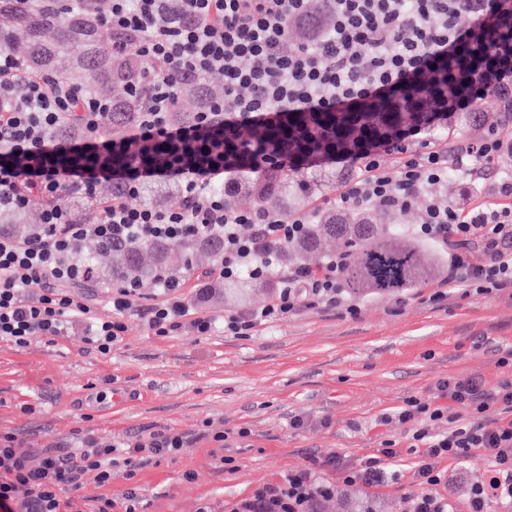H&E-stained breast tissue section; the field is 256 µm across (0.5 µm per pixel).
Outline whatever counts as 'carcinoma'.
I'll use <instances>...</instances> for the list:
<instances>
[{"instance_id":"carcinoma-1","label":"carcinoma","mask_w":512,"mask_h":512,"mask_svg":"<svg viewBox=\"0 0 512 512\" xmlns=\"http://www.w3.org/2000/svg\"><path fill=\"white\" fill-rule=\"evenodd\" d=\"M0 14L8 17L0 27V49L21 48L23 60L33 75L44 71L65 77L72 69L88 75L82 89L89 97H103L116 79L129 71L154 69L144 60L121 63L112 60L111 49L103 45L99 34L98 4L88 0L75 11L61 0H0ZM181 93L199 99L210 96L201 79L180 78ZM137 105L127 100L114 101V109L105 126L109 135L122 133L135 118ZM256 186L230 194V204L238 207L268 209L280 214L303 208L310 196L330 184L331 176L322 175L313 184L297 182L286 172L262 173L255 177ZM0 224L23 230L26 238L42 232V225L26 223L25 213H0ZM328 242L342 245L347 261L341 279L345 292L356 297H390L402 295L433 279L441 269L436 256L418 241L399 237L395 225L381 223V213L327 212L309 225L305 237L282 251L285 264L303 261L320 252ZM179 248L190 252L207 249L218 255L223 243L210 242L126 243L96 246V253L79 243L77 252L97 277L96 255L107 258L106 270L117 282H141L183 278L184 272L170 266L167 256Z\"/></svg>"}]
</instances>
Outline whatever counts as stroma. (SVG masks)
<instances>
[{"instance_id": "obj_1", "label": "stroma", "mask_w": 512, "mask_h": 512, "mask_svg": "<svg viewBox=\"0 0 512 512\" xmlns=\"http://www.w3.org/2000/svg\"><path fill=\"white\" fill-rule=\"evenodd\" d=\"M428 283L395 297L358 299V316L307 310L240 339L215 329L204 337L154 336L140 311L111 354L97 353L84 327L23 348L0 341V434L20 451L63 448L91 435L124 442L141 432L188 433L192 447L156 458L109 485L85 478L72 496L79 512L135 492L141 512H229L232 503L311 459L354 466L386 439L410 443V426L379 424L381 413L428 396L452 377L488 384L511 377L500 359L512 348V291L453 296L436 303ZM272 289L242 296L213 289L204 311L222 318L268 302ZM307 418L301 429L294 417ZM224 430L216 442L206 427ZM247 438H236L239 428Z\"/></svg>"}]
</instances>
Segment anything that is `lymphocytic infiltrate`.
Returning a JSON list of instances; mask_svg holds the SVG:
<instances>
[{
	"instance_id": "1",
	"label": "lymphocytic infiltrate",
	"mask_w": 512,
	"mask_h": 512,
	"mask_svg": "<svg viewBox=\"0 0 512 512\" xmlns=\"http://www.w3.org/2000/svg\"><path fill=\"white\" fill-rule=\"evenodd\" d=\"M100 23L112 32L116 58H147L155 72L126 77L130 98L144 100L129 128L107 135L108 103L78 94L65 80L29 75L0 50V212L44 202L45 234L21 240L0 233V339L17 347L32 337L54 338L67 325L87 329V340L110 354L126 330L124 318L140 295L116 287L112 316L97 317L78 294L90 269L75 250L92 238L105 245L156 239L223 241L218 262L198 274L194 297L178 279L162 281L145 309L159 337L210 335L216 324L237 338L302 310L323 307L355 316L359 307L340 285L344 255L312 268L282 266L284 247L299 241L311 217L232 206L224 189L239 176L332 166L346 172L336 197L346 210L406 212L424 201L415 232L448 256L434 300L449 294H490L512 288V174L485 182L488 164L503 154L496 128L477 143L449 149L423 141L430 125L474 111L495 94L512 109V0H328L323 31L283 51L291 24L310 0H109ZM224 75L223 98L204 103L187 121L175 119L178 75ZM77 113L80 133L58 138ZM392 156L384 166L383 156ZM456 171L476 188L473 200L441 201L433 190ZM157 182L177 183L175 209L128 205ZM102 185L117 196L98 219L77 223L67 193L93 195ZM276 275L266 305L223 320L197 305L213 282ZM447 421L441 432L432 423ZM381 423L411 424L409 452L419 487L404 512H456L440 493L452 465L480 452L483 481L471 484L466 512L512 503V379L486 385L478 377L438 382L433 396L407 400ZM13 435H0V512H74L70 490L84 476L111 484L112 472L189 446L186 433L156 431L127 443L80 438L74 447L39 449L30 465ZM400 449L382 442L359 468L328 457L264 484L232 512H315L337 486L380 487L402 476ZM337 469V482L322 476Z\"/></svg>"
}]
</instances>
